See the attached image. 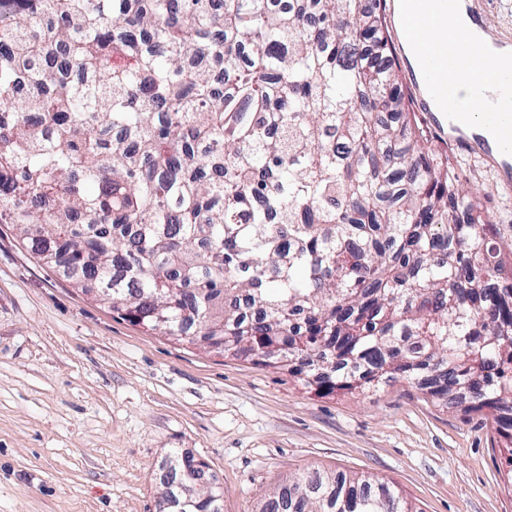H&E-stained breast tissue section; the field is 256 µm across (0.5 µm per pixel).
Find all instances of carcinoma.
<instances>
[{
  "label": "carcinoma",
  "mask_w": 512,
  "mask_h": 512,
  "mask_svg": "<svg viewBox=\"0 0 512 512\" xmlns=\"http://www.w3.org/2000/svg\"><path fill=\"white\" fill-rule=\"evenodd\" d=\"M300 4L0 0V223L150 331L319 394L464 395L504 430L512 262L409 118L379 0ZM258 512L413 510L312 471Z\"/></svg>",
  "instance_id": "cac0c4a2"
}]
</instances>
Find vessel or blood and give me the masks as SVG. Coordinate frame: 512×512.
<instances>
[{
  "label": "vessel or blood",
  "mask_w": 512,
  "mask_h": 512,
  "mask_svg": "<svg viewBox=\"0 0 512 512\" xmlns=\"http://www.w3.org/2000/svg\"><path fill=\"white\" fill-rule=\"evenodd\" d=\"M401 27L414 46L412 64L424 89L423 102L435 134L449 144L496 160L503 174L512 173V66L485 67L480 83L464 92L454 75L460 46L453 36L430 38L429 19L450 10V0H403ZM480 102V111L470 109Z\"/></svg>",
  "instance_id": "1"
}]
</instances>
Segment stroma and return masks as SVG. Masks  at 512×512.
Here are the masks:
<instances>
[{
	"mask_svg": "<svg viewBox=\"0 0 512 512\" xmlns=\"http://www.w3.org/2000/svg\"><path fill=\"white\" fill-rule=\"evenodd\" d=\"M512 44V0H468ZM512 258V189L456 153ZM204 461L222 512L314 469L393 484L417 512H512L485 411L401 379L322 396L287 370L149 331L74 288L0 224V512H157L172 455Z\"/></svg>",
	"mask_w": 512,
	"mask_h": 512,
	"instance_id": "1",
	"label": "stroma"
}]
</instances>
